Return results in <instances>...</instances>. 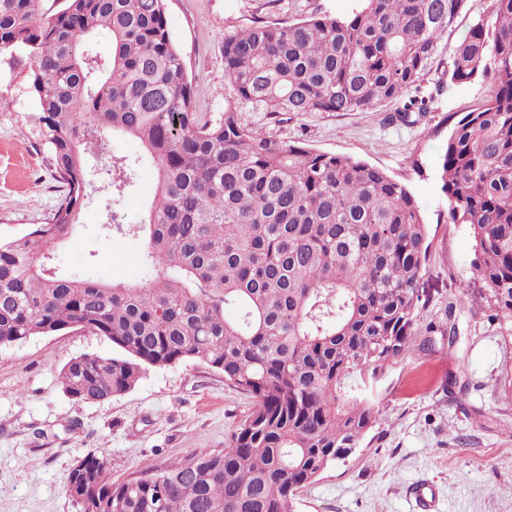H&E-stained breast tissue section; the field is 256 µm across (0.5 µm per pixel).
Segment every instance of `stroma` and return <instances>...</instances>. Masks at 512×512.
Masks as SVG:
<instances>
[{"mask_svg":"<svg viewBox=\"0 0 512 512\" xmlns=\"http://www.w3.org/2000/svg\"><path fill=\"white\" fill-rule=\"evenodd\" d=\"M356 0H166L172 40L193 80L196 109H224L227 32L256 21L296 22L314 13L344 15ZM491 0H465L454 26L438 42L422 85L429 111L411 122L381 112H305L274 124L265 113L244 112L242 124L264 127L282 141L299 140L385 170L421 206L432 247L420 286L431 301L424 321L444 319L449 301L464 302L463 333L455 347L436 338L437 353L405 359L381 384V419L346 461L328 467L302 489L294 512H415L410 495L419 481L436 493V512H512V327L489 322L473 278L471 230L447 221L448 199L438 165L459 113L484 104L487 82L449 84L443 65ZM18 59L0 55V240L42 224L60 191L36 134L37 107ZM136 158L128 138L89 155L91 185L77 232L57 250L62 271L104 280L140 281L143 243L98 233L105 194L98 170L109 154ZM112 344L88 330L35 336L0 348V512H81L65 489L77 460L105 452L119 482L195 451L224 450L252 400L222 372L196 361L147 369L128 392L111 400L73 403L59 372L86 353L108 355ZM460 370L469 393L448 397L446 376Z\"/></svg>","mask_w":512,"mask_h":512,"instance_id":"35a3bbf8","label":"stroma"}]
</instances>
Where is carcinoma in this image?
<instances>
[{"instance_id": "cac0c4a2", "label": "carcinoma", "mask_w": 512, "mask_h": 512, "mask_svg": "<svg viewBox=\"0 0 512 512\" xmlns=\"http://www.w3.org/2000/svg\"><path fill=\"white\" fill-rule=\"evenodd\" d=\"M0 0V53L24 54L38 134L63 193L33 231L0 241V348L89 330L112 354L69 360L76 404L131 390L150 367L200 361L252 398L228 448L194 452L116 483L105 452L83 457L95 512H293L299 490L348 459L380 416L378 386L432 351L415 329L430 304L419 281L432 240L409 189L352 156L280 141L239 113L282 123L303 112L393 107L407 122L440 37L464 0H360L346 16L259 22L224 35V111L195 110L165 0ZM111 36L109 55L87 47ZM444 75L484 79L491 95L460 114L440 155L448 223L474 239V275L492 322L512 325V0H491ZM114 135L141 147L156 180L143 218L114 210L138 164L111 155L99 233L144 243L156 276L108 282L65 275L57 247L78 230L85 155ZM457 303L430 333L459 336Z\"/></svg>"}]
</instances>
